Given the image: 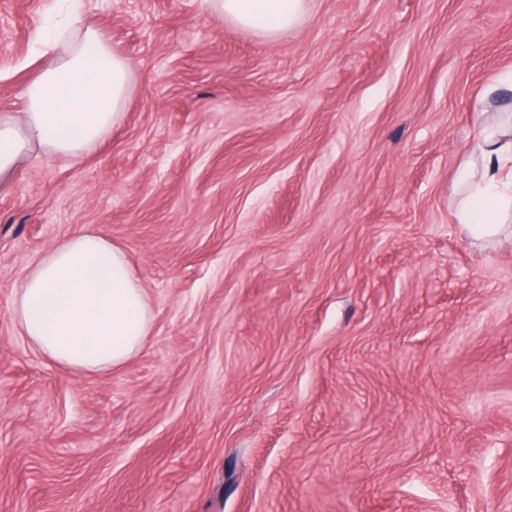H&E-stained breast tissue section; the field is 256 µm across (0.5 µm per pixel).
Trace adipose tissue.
<instances>
[{"instance_id": "obj_1", "label": "adipose tissue", "mask_w": 512, "mask_h": 512, "mask_svg": "<svg viewBox=\"0 0 512 512\" xmlns=\"http://www.w3.org/2000/svg\"><path fill=\"white\" fill-rule=\"evenodd\" d=\"M234 27L275 39L296 29L309 0H204ZM16 111L0 113V185L29 156L76 163L120 126L132 91L128 60L93 25L34 58ZM459 224L490 234L512 219V131L486 125L479 156L459 177ZM16 329L46 360L81 372L118 367L150 334L152 301L124 249L87 227L46 249L10 306Z\"/></svg>"}]
</instances>
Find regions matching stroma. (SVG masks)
Masks as SVG:
<instances>
[{
    "instance_id": "stroma-1",
    "label": "stroma",
    "mask_w": 512,
    "mask_h": 512,
    "mask_svg": "<svg viewBox=\"0 0 512 512\" xmlns=\"http://www.w3.org/2000/svg\"><path fill=\"white\" fill-rule=\"evenodd\" d=\"M58 0H0V113ZM120 128L0 188V512H512V232L455 219L512 0H83ZM91 226L154 308L126 365L46 361L14 288ZM311 0H204L217 17L236 28L275 39L296 29L309 13Z\"/></svg>"
}]
</instances>
